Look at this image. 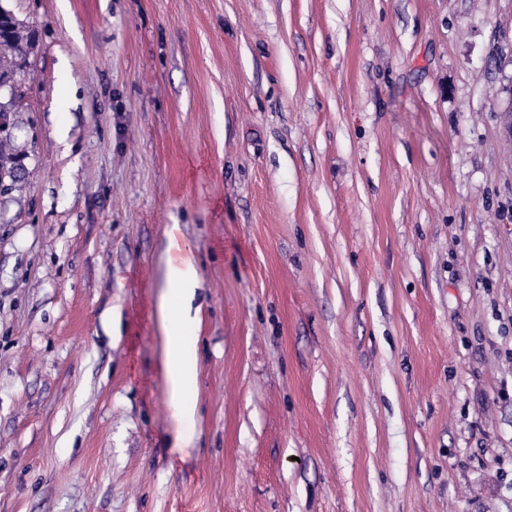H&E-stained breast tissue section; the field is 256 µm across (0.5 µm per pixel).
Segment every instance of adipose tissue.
<instances>
[{
  "label": "adipose tissue",
  "mask_w": 512,
  "mask_h": 512,
  "mask_svg": "<svg viewBox=\"0 0 512 512\" xmlns=\"http://www.w3.org/2000/svg\"><path fill=\"white\" fill-rule=\"evenodd\" d=\"M197 284L189 261L170 266L157 305V321L161 333L162 378L171 409L172 429L178 447L190 445V434L196 422V406L185 395V374L196 363L197 353L182 330L195 323L192 300Z\"/></svg>",
  "instance_id": "1"
}]
</instances>
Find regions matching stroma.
Wrapping results in <instances>:
<instances>
[{"mask_svg":"<svg viewBox=\"0 0 512 512\" xmlns=\"http://www.w3.org/2000/svg\"><path fill=\"white\" fill-rule=\"evenodd\" d=\"M4 2L0 512H512V0ZM10 20L5 13L0 16V83L12 78L21 81L39 39L36 29ZM25 156L26 153L24 151L14 148L12 139H0V198L7 196L3 194L6 188L8 195H12L20 189L22 180L13 179V172L17 162L25 158ZM3 176L8 179L9 185L3 180ZM196 284L188 260L171 265L157 305V321L162 335L159 336L162 378L177 448L189 447V435L196 422V406L185 398L184 392L185 374L191 364H196L197 353L195 344H189L182 334L186 325L199 318V309L192 314L191 306Z\"/></svg>","mask_w":512,"mask_h":512,"instance_id":"1","label":"stroma"}]
</instances>
